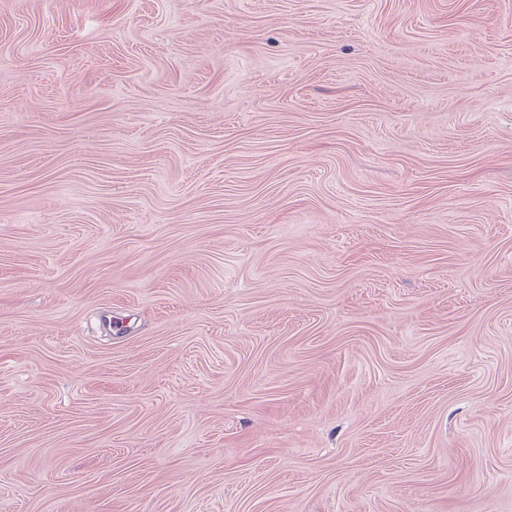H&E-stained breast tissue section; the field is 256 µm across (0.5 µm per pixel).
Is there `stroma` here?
Instances as JSON below:
<instances>
[{"mask_svg":"<svg viewBox=\"0 0 512 512\" xmlns=\"http://www.w3.org/2000/svg\"><path fill=\"white\" fill-rule=\"evenodd\" d=\"M0 512H512V0H0Z\"/></svg>","mask_w":512,"mask_h":512,"instance_id":"35a3bbf8","label":"stroma"}]
</instances>
